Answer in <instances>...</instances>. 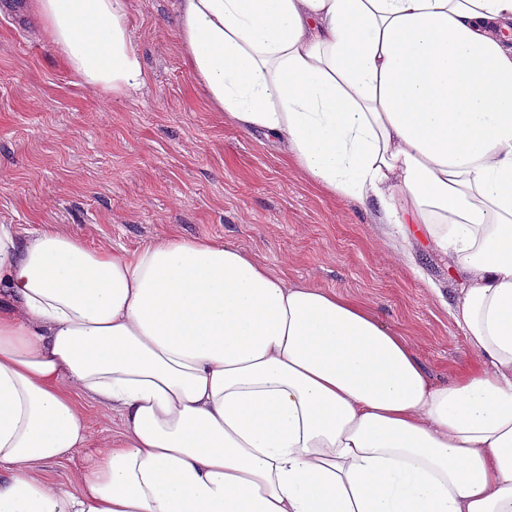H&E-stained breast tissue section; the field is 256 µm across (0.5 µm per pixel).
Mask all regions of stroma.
<instances>
[{
  "label": "stroma",
  "instance_id": "35a3bbf8",
  "mask_svg": "<svg viewBox=\"0 0 512 512\" xmlns=\"http://www.w3.org/2000/svg\"><path fill=\"white\" fill-rule=\"evenodd\" d=\"M29 2L0 0V224L117 252L173 232L215 239L274 274L356 299L404 336L434 382L474 360L443 303L452 287L438 252L316 190L283 143L207 104L185 62L176 0H127L149 82L121 98L81 84ZM405 251L421 274L400 261Z\"/></svg>",
  "mask_w": 512,
  "mask_h": 512
}]
</instances>
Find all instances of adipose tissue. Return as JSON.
Here are the masks:
<instances>
[{"mask_svg": "<svg viewBox=\"0 0 512 512\" xmlns=\"http://www.w3.org/2000/svg\"><path fill=\"white\" fill-rule=\"evenodd\" d=\"M93 92L148 82L126 0H32ZM195 85L314 186L424 235L476 354L446 384L356 300L172 234L0 225V512H512V0H177ZM122 431L90 444L75 393ZM80 401L85 409V422L93 433V442L88 448L73 449L61 464L38 465L34 469L36 475L49 477L72 492L79 489L72 482V474L84 464L89 448H95L98 443L112 438V431L118 432L121 429V419L117 413H105L87 396L80 397Z\"/></svg>", "mask_w": 512, "mask_h": 512, "instance_id": "adipose-tissue-1", "label": "adipose tissue"}]
</instances>
